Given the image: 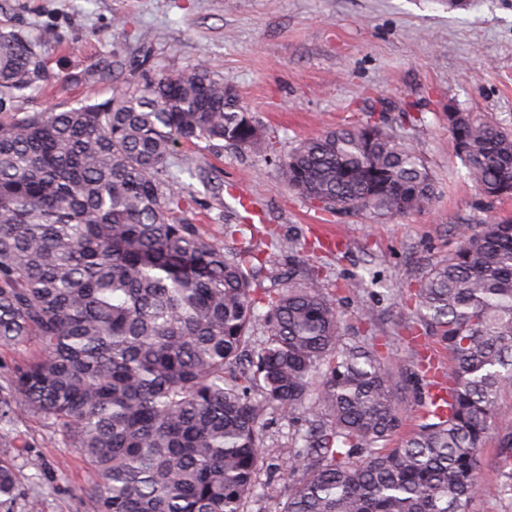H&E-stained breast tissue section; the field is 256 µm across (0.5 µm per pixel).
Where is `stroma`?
Here are the masks:
<instances>
[{
  "instance_id": "stroma-1",
  "label": "stroma",
  "mask_w": 512,
  "mask_h": 512,
  "mask_svg": "<svg viewBox=\"0 0 512 512\" xmlns=\"http://www.w3.org/2000/svg\"><path fill=\"white\" fill-rule=\"evenodd\" d=\"M0 28L22 32L45 60L47 80L7 101L14 112L102 102L157 73L200 64L251 112L273 149L175 146L172 170L192 200L181 219L235 252L240 219L228 191L251 193L278 246L259 242L254 276L286 287L290 271L317 261L323 279L360 276L337 293L339 336L391 354L409 435L421 422L422 343L410 289L457 245L456 225L512 219V198L483 197L457 157L448 111L481 112L512 129V0H0ZM373 115L408 138L435 183L422 212L372 221L320 213L281 181L278 159L300 141ZM374 323L362 321L364 311ZM14 448L0 444L18 478L13 512H93L90 473L53 421L15 401ZM305 407L268 416L259 482L288 493ZM497 441L489 439L483 492L470 512H512L500 491Z\"/></svg>"
}]
</instances>
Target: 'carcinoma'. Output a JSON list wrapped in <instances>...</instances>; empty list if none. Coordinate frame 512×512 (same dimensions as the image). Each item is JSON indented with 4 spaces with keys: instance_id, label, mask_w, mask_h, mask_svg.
Segmentation results:
<instances>
[{
    "instance_id": "cac0c4a2",
    "label": "carcinoma",
    "mask_w": 512,
    "mask_h": 512,
    "mask_svg": "<svg viewBox=\"0 0 512 512\" xmlns=\"http://www.w3.org/2000/svg\"><path fill=\"white\" fill-rule=\"evenodd\" d=\"M44 73L39 47L0 29V95ZM482 195L512 198V131L448 113ZM272 149L224 80L197 65L100 103L0 111V345H34L15 376L25 404L65 429L91 466L95 512H244L259 484L272 406L308 403L307 447L273 512H469L488 435L512 459V221L458 227L457 247L415 289L416 324L448 353V414L429 410L403 445L390 357L342 343L319 267L270 291L255 235L230 255L177 217L188 200L175 144ZM318 210L374 221L423 211L435 184L410 140L347 123L280 159ZM13 397L0 396V429ZM17 479L0 459V512Z\"/></svg>"
}]
</instances>
